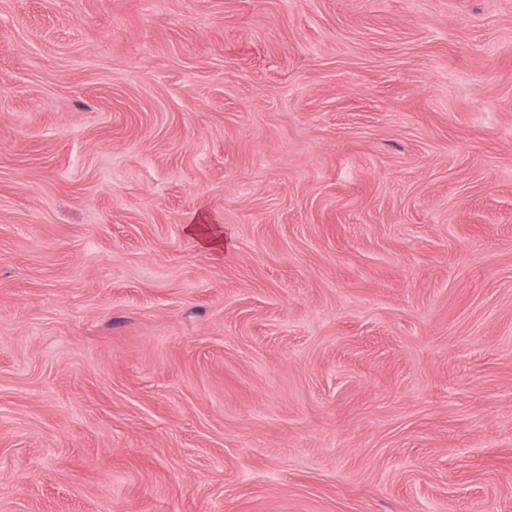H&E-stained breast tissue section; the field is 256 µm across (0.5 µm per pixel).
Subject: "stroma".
<instances>
[{
  "mask_svg": "<svg viewBox=\"0 0 512 512\" xmlns=\"http://www.w3.org/2000/svg\"><path fill=\"white\" fill-rule=\"evenodd\" d=\"M0 512H512V0H0Z\"/></svg>",
  "mask_w": 512,
  "mask_h": 512,
  "instance_id": "35a3bbf8",
  "label": "stroma"
}]
</instances>
